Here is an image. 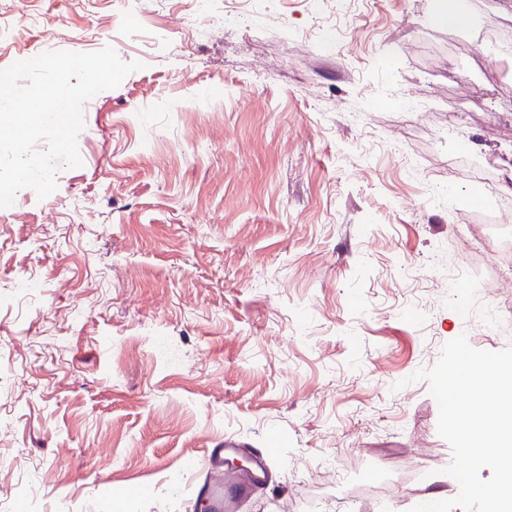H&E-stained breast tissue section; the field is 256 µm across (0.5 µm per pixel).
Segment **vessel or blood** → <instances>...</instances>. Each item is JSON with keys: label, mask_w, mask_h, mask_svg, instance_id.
<instances>
[{"label": "vessel or blood", "mask_w": 512, "mask_h": 512, "mask_svg": "<svg viewBox=\"0 0 512 512\" xmlns=\"http://www.w3.org/2000/svg\"><path fill=\"white\" fill-rule=\"evenodd\" d=\"M232 448L231 442L221 441L207 451L206 466L210 479L203 486V497L210 512H239L240 503L246 502L267 482L266 456L261 452L253 456L247 470L225 475L224 457Z\"/></svg>", "instance_id": "obj_1"}]
</instances>
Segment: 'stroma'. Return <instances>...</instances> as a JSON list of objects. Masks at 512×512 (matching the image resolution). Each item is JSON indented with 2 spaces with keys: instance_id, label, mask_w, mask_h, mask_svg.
<instances>
[{
  "instance_id": "1",
  "label": "stroma",
  "mask_w": 512,
  "mask_h": 512,
  "mask_svg": "<svg viewBox=\"0 0 512 512\" xmlns=\"http://www.w3.org/2000/svg\"><path fill=\"white\" fill-rule=\"evenodd\" d=\"M462 2L217 0L199 32L188 0H0V70L142 64L0 208V512H197L227 438L270 451L244 512L458 495L410 377L512 346V0Z\"/></svg>"
}]
</instances>
